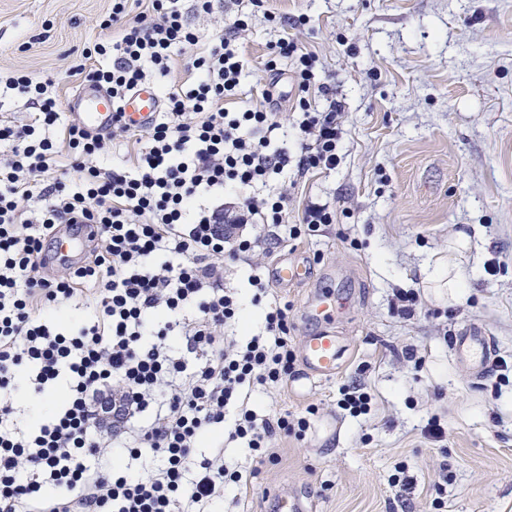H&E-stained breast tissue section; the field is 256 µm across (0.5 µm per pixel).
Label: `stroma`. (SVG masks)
I'll list each match as a JSON object with an SVG mask.
<instances>
[{"label":"stroma","mask_w":512,"mask_h":512,"mask_svg":"<svg viewBox=\"0 0 512 512\" xmlns=\"http://www.w3.org/2000/svg\"><path fill=\"white\" fill-rule=\"evenodd\" d=\"M110 0H0V70L60 78L98 37ZM288 36L315 53L317 82L345 106L341 162L332 171L285 170L274 192L288 196V221L307 204H328L332 224L282 242L251 261L225 260L263 328L268 301L254 302L253 274L269 278L278 258L310 260L307 282L272 285L289 302L293 346L322 327L347 346L333 376L305 387L288 381L255 390L257 415L318 409L303 437L279 434L277 463L251 474V454L224 446L226 465L249 477L224 491L217 512H271L270 494L299 492L312 512H512V0H266L243 37L246 60L237 109L254 106L267 78L271 41ZM466 234L459 263L472 286L455 302L426 293L427 263ZM499 260L497 275L485 264ZM343 272L347 307L322 322L305 307L326 274ZM418 291L413 317L394 313V289ZM469 325L493 344L486 367L457 362L451 343ZM509 366L498 379L499 361ZM372 396L370 414L338 408L341 387ZM438 419L442 438L428 435ZM416 485H395L398 469Z\"/></svg>","instance_id":"obj_1"}]
</instances>
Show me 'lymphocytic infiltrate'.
<instances>
[{"label":"lymphocytic infiltrate","mask_w":512,"mask_h":512,"mask_svg":"<svg viewBox=\"0 0 512 512\" xmlns=\"http://www.w3.org/2000/svg\"><path fill=\"white\" fill-rule=\"evenodd\" d=\"M99 27L102 38L65 75L109 92L111 135L62 120L54 78L0 74V88L31 107L25 124L0 119V389L21 379L43 394L68 377L57 411L27 432L9 426L13 407L0 402V512H178L184 502L211 512L243 474L221 454L198 455L210 427L232 417L229 440L245 442L261 464L274 456L273 437L308 426L285 411L261 420L251 408L253 388H277L294 374L289 307L271 306L264 334L245 345L227 339L240 302L223 285L222 260L332 223L328 206L315 202L289 223L287 195L255 189L291 162L301 175L336 169L342 105L315 85L313 53L285 37L272 42L266 72L278 75L289 59L299 78L292 158L271 146L280 123L270 90L245 111L226 106L244 71L243 20L204 45L179 0H112ZM178 52L190 55L184 78L159 88L160 112L133 137L125 99L145 82V65L168 74ZM316 95L323 107L313 106ZM119 136L131 142L129 161L102 171L96 160ZM240 189L248 218L271 228L265 240L225 233L216 202ZM62 224L98 225L99 239L80 264L50 269L42 257ZM79 296L94 303L95 320L64 328L50 318ZM173 334L198 354L195 364L172 347ZM109 439L160 467L141 476L92 468L89 458Z\"/></svg>","instance_id":"1"}]
</instances>
